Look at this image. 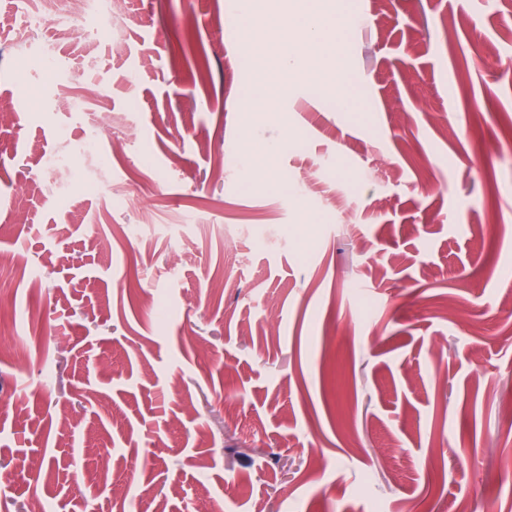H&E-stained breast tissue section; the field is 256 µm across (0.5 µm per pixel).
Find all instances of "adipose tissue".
<instances>
[{"label":"adipose tissue","instance_id":"obj_1","mask_svg":"<svg viewBox=\"0 0 512 512\" xmlns=\"http://www.w3.org/2000/svg\"><path fill=\"white\" fill-rule=\"evenodd\" d=\"M302 2L295 18L300 39L295 42L271 11L269 0H232L234 10L245 21L243 32L247 39L268 45L279 59L274 67L262 60L256 64L252 101L261 108H272L275 99L286 93L285 72H319L324 57L336 55L343 38L342 29L352 22L344 10L336 9L335 0Z\"/></svg>","mask_w":512,"mask_h":512}]
</instances>
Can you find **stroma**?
<instances>
[{
    "instance_id": "stroma-1",
    "label": "stroma",
    "mask_w": 512,
    "mask_h": 512,
    "mask_svg": "<svg viewBox=\"0 0 512 512\" xmlns=\"http://www.w3.org/2000/svg\"><path fill=\"white\" fill-rule=\"evenodd\" d=\"M346 2L344 110L226 0L0 31V512H512V0Z\"/></svg>"
}]
</instances>
